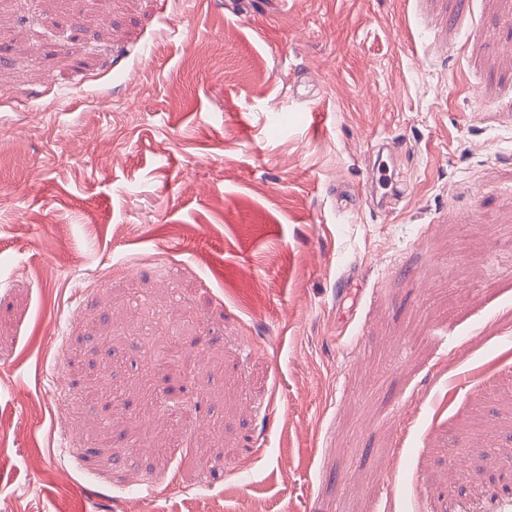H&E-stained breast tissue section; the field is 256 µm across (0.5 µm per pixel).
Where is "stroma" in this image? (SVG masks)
<instances>
[{"label": "stroma", "mask_w": 512, "mask_h": 512, "mask_svg": "<svg viewBox=\"0 0 512 512\" xmlns=\"http://www.w3.org/2000/svg\"><path fill=\"white\" fill-rule=\"evenodd\" d=\"M254 500L511 512L512 0H0V507Z\"/></svg>", "instance_id": "1"}]
</instances>
